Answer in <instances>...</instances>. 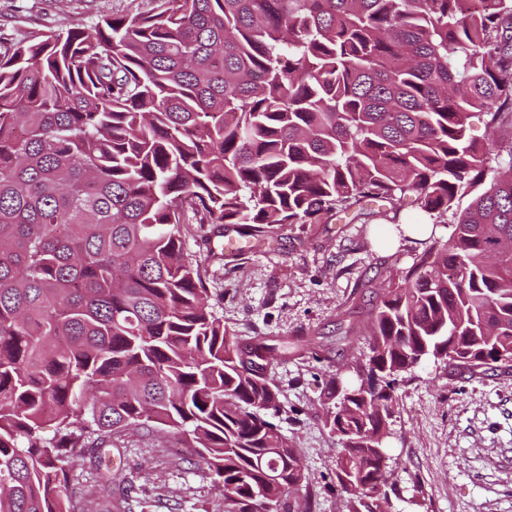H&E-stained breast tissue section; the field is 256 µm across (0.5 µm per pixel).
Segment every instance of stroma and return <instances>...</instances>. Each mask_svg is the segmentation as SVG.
Returning <instances> with one entry per match:
<instances>
[{"label": "stroma", "mask_w": 512, "mask_h": 512, "mask_svg": "<svg viewBox=\"0 0 512 512\" xmlns=\"http://www.w3.org/2000/svg\"><path fill=\"white\" fill-rule=\"evenodd\" d=\"M152 0H0V33L91 26L147 11ZM381 219L280 224L272 238L208 261L206 285L221 289L215 309L241 341L277 345L271 375L278 411L266 419L298 448L316 482L313 512H344L333 488L336 437L320 422L321 396L338 366L337 330L349 328V359H365L366 313L385 279L410 265L421 246L375 245ZM384 446L397 495L391 512H512V371L469 378L427 360L408 371ZM100 467L77 462L70 488L90 512L129 497V512H224L205 461L169 434L131 431L101 451ZM121 467L128 484H104Z\"/></svg>", "instance_id": "stroma-1"}]
</instances>
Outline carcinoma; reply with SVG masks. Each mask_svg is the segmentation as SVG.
I'll list each match as a JSON object with an SVG mask.
<instances>
[{"label":"carcinoma","instance_id":"cac0c4a2","mask_svg":"<svg viewBox=\"0 0 512 512\" xmlns=\"http://www.w3.org/2000/svg\"><path fill=\"white\" fill-rule=\"evenodd\" d=\"M476 113L512 127V0H156L0 37V512H85L70 469L130 429L195 449L224 512H309L262 415L276 348L224 326L187 228L408 200L455 228L392 276L321 416L346 512H385L401 375L512 368V143L473 140Z\"/></svg>","mask_w":512,"mask_h":512}]
</instances>
